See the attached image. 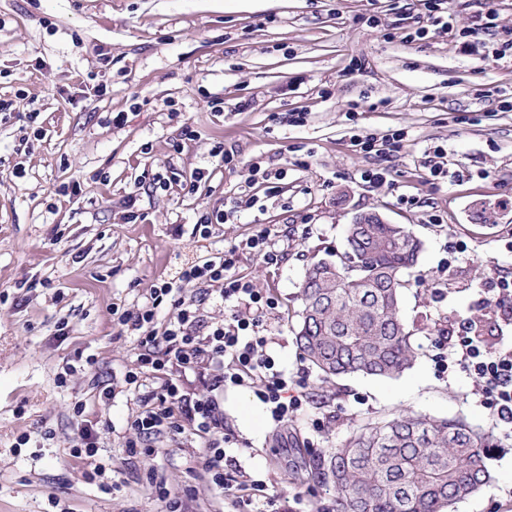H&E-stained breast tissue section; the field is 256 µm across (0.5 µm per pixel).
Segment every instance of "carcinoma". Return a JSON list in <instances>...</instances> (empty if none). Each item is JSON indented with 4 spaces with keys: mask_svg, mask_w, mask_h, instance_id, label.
I'll list each match as a JSON object with an SVG mask.
<instances>
[{
    "mask_svg": "<svg viewBox=\"0 0 512 512\" xmlns=\"http://www.w3.org/2000/svg\"><path fill=\"white\" fill-rule=\"evenodd\" d=\"M422 243L401 224H350L337 261L304 276L295 342L327 383L345 376L396 379L418 353L401 313L404 272ZM489 435L463 416L398 413L324 448L307 479L333 491L334 512H445L493 476Z\"/></svg>",
    "mask_w": 512,
    "mask_h": 512,
    "instance_id": "carcinoma-1",
    "label": "carcinoma"
}]
</instances>
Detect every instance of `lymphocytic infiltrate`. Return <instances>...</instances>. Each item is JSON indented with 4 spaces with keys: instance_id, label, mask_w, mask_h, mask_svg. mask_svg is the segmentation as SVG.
Segmentation results:
<instances>
[{
    "instance_id": "f902f5d3",
    "label": "lymphocytic infiltrate",
    "mask_w": 512,
    "mask_h": 512,
    "mask_svg": "<svg viewBox=\"0 0 512 512\" xmlns=\"http://www.w3.org/2000/svg\"><path fill=\"white\" fill-rule=\"evenodd\" d=\"M445 3L422 0L415 39L431 33L448 34L462 51H478L468 31L453 30ZM235 264L236 251L232 248L189 262L176 280L156 286L150 302L123 318L131 330L140 334L135 366L126 372V383L136 386L147 376L160 381L157 391L144 396L143 408L131 421V429L143 442L187 431L198 436L203 445V466L211 476L209 488L218 493L230 488L224 458L231 437L224 430V413L215 390L229 385L252 388L278 427L285 425L305 400L304 395L294 394L293 379L267 351L270 338L263 313L273 307V299L236 276ZM180 281L217 287L222 300L237 308L232 320L204 319L199 301L179 297L176 284ZM167 300L174 314L163 325H156L157 309ZM445 341L453 364L474 378L483 404L493 412L504 437L511 438L512 341L489 349L467 322ZM188 371L208 374L212 395L197 396L186 391L182 375Z\"/></svg>"
}]
</instances>
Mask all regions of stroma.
I'll return each instance as SVG.
<instances>
[{
  "label": "stroma",
  "mask_w": 512,
  "mask_h": 512,
  "mask_svg": "<svg viewBox=\"0 0 512 512\" xmlns=\"http://www.w3.org/2000/svg\"><path fill=\"white\" fill-rule=\"evenodd\" d=\"M420 9L418 0H0V98L15 105L0 112V512H164L152 472L185 496L186 512H233L232 499L209 493L195 436L130 454L127 422L142 402L123 376L137 338L119 319L183 262L265 227L285 259L270 266L240 247L235 273L276 301L264 316L269 352L312 400L277 428L252 389L225 387L234 436L225 472L266 482L260 510L298 494L309 512H330L331 494L302 480L311 453L399 411L462 415L493 442V480L450 512H512V440L474 380L438 366L449 325L482 315L488 345L512 337L481 301L490 276H512V110L502 107L512 103V61L495 60L483 31L473 54L445 36L408 41ZM490 9L512 26V0H453V25ZM398 130L407 137L390 180L365 182L381 161L352 136ZM218 143L234 155L224 167L211 154ZM434 146L447 150L452 177L432 184L421 157ZM256 165L283 172L278 192L252 176ZM72 184L76 194L61 193ZM213 211L227 223L200 236L195 224ZM366 212L423 244L402 304L418 359L396 379L324 384L292 332L299 284L312 262L343 251L347 224ZM68 364L76 371L58 384ZM86 427L97 453L72 457ZM98 462L112 466L111 489L85 477Z\"/></svg>",
  "instance_id": "35a3bbf8"
}]
</instances>
